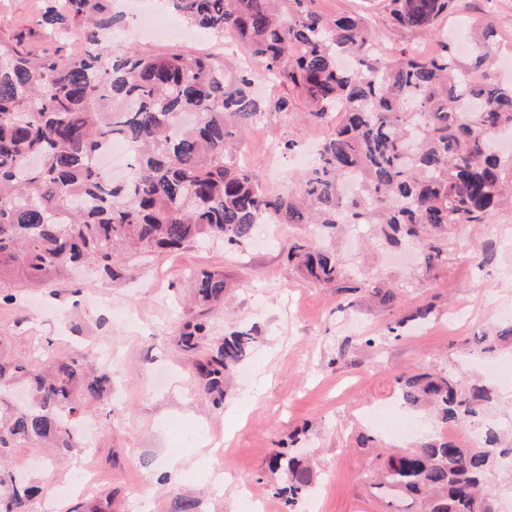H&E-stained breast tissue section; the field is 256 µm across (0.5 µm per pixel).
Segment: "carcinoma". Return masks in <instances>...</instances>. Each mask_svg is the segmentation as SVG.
<instances>
[{
  "label": "carcinoma",
  "mask_w": 512,
  "mask_h": 512,
  "mask_svg": "<svg viewBox=\"0 0 512 512\" xmlns=\"http://www.w3.org/2000/svg\"><path fill=\"white\" fill-rule=\"evenodd\" d=\"M117 0H42L36 26L53 42L34 54L23 35L0 41V288L20 278L46 285L76 267L113 274V258L174 251L208 237L230 247L250 243L254 225L314 224L321 242L293 241L288 264L301 277L339 291L347 273L330 242L348 224H371L392 247L420 249L428 274L448 254V230L488 223L512 185L503 178L497 137L512 131V82L495 74L486 53L462 62L442 31L459 0H385L397 29L430 38L439 49L403 48L387 55L367 17L328 16L314 0H164L187 25L216 38L231 28L272 81L288 88L258 97L246 69L214 55H152L128 47L114 56L106 35L126 22ZM79 31L85 48L65 51L59 38ZM485 47L497 35L491 10L470 28ZM355 57L357 67L340 64ZM303 103L313 125L333 124L300 184L270 193L238 157L242 137L267 114L288 115ZM186 112L195 120L178 123ZM131 149L130 174L115 182L97 163L112 142ZM351 176L357 196L340 194ZM224 275L193 277L195 303L224 301ZM256 327L211 336L195 318L180 328L191 352L210 344L194 376L215 403L224 378L243 363ZM512 343V320L483 351ZM43 364L0 358V464L15 449L51 448L67 457L83 447L75 421L86 403L112 390V375L93 374L83 357L45 349ZM409 408L427 406L441 426L470 423L491 401L483 386L449 373L398 378ZM483 447L465 448L426 435L381 466L373 487L388 506L420 512H491L485 476L500 436L482 428ZM274 488L285 512L309 492L310 469L297 456ZM43 488L15 472L0 473V512H34Z\"/></svg>",
  "instance_id": "1"
}]
</instances>
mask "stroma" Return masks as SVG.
<instances>
[{"mask_svg": "<svg viewBox=\"0 0 512 512\" xmlns=\"http://www.w3.org/2000/svg\"><path fill=\"white\" fill-rule=\"evenodd\" d=\"M40 0H0V40L33 28ZM318 10L366 13L384 53L418 45L417 37L391 26L384 0H316ZM326 127L281 114L249 131L240 153L249 168L277 193L300 169L288 154L270 161L266 143L324 138ZM309 226L278 225L264 247H225L213 240L174 253L128 254L113 276L86 269L50 288L13 281L12 301L0 303V355L37 361L44 347L95 358L112 347L111 399L88 404L79 430L91 433L93 461L82 454L57 462L17 449V466L32 464L34 479L54 486L93 464L90 491L56 503L55 512H171L176 495L193 497L197 512H277L271 496L283 472L268 463L281 441L298 433L310 458L313 485L300 512H385L372 476L379 457L406 449V441L365 422L368 406H388L395 419H416L418 435L439 433L430 415L404 406L398 380L422 370L478 379L494 393L489 416L512 430V378L495 374L512 362V349L481 352L478 339L512 317V209L490 223L460 226L448 236V258L430 277L410 265H392L390 250L367 224L350 225L340 244L347 267L366 274L355 293L301 281L288 267V242L313 236ZM495 258L480 263L484 242ZM219 271L229 285V310L208 313L213 335L258 325L250 358L234 372L222 402L188 377L191 356L177 344L179 328L198 316L184 299L192 273ZM393 288L384 304L374 287ZM433 304L427 321L413 309ZM404 319L400 338L387 326ZM493 512H512V458L495 457L486 476Z\"/></svg>", "mask_w": 512, "mask_h": 512, "instance_id": "35a3bbf8", "label": "stroma"}]
</instances>
